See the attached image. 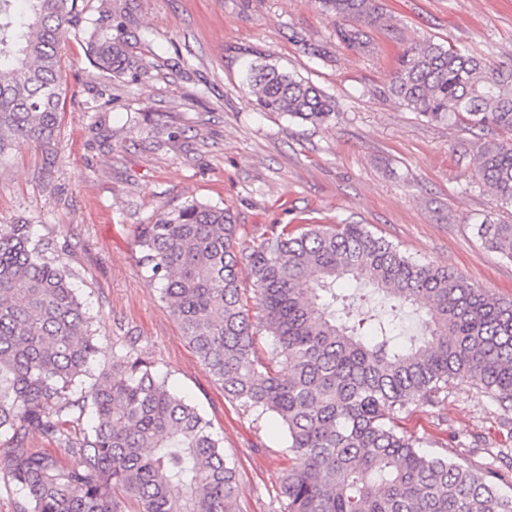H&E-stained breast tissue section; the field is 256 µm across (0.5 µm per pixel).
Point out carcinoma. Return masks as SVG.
Instances as JSON below:
<instances>
[{
  "label": "carcinoma",
  "mask_w": 512,
  "mask_h": 512,
  "mask_svg": "<svg viewBox=\"0 0 512 512\" xmlns=\"http://www.w3.org/2000/svg\"><path fill=\"white\" fill-rule=\"evenodd\" d=\"M0 0V159L21 143L48 145L58 126L60 53L78 27V0ZM345 22L338 38L365 44L376 0H320ZM92 62L114 79L139 76L133 43L98 18L86 29ZM245 80L266 112L312 124L334 115L313 84L268 64ZM387 96L429 122L512 133V72L431 41L403 50ZM482 187L512 204V142L477 151ZM483 244L512 258V224H479ZM138 263L224 394L286 433L284 512H512L496 468L424 453L398 426L409 405L471 380L512 407V303L451 269L421 263L365 224H274L252 242L233 214L186 200L142 224ZM246 269L249 287L239 279ZM412 312L403 340L393 319L339 312L347 278ZM60 263L58 244L29 224H0V473L20 487L22 512H238L240 488L222 439L166 377L133 349L90 366L100 351L91 317ZM258 314L251 315L252 310ZM272 339L257 348L259 336ZM90 426L81 427L85 415ZM38 431L74 463L28 447Z\"/></svg>",
  "instance_id": "cac0c4a2"
}]
</instances>
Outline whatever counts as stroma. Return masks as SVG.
Listing matches in <instances>:
<instances>
[{
  "mask_svg": "<svg viewBox=\"0 0 512 512\" xmlns=\"http://www.w3.org/2000/svg\"><path fill=\"white\" fill-rule=\"evenodd\" d=\"M364 53L341 43L317 0H89L91 13L138 35L143 70L108 80L83 34L62 50L63 106L50 144H23L0 163V224L55 238L61 262L102 338L95 370L139 352L203 411L234 463L240 512H284L285 436L224 396L149 286L133 245L139 225L188 199L234 213L243 241L274 224L367 225L406 255L455 268L512 302V260L477 237L512 224V206L476 175L495 129L427 121L384 96L403 50L422 40L512 70V0H377ZM319 87L335 103L321 125L259 108L244 81L254 58ZM177 140H168V132ZM398 424L425 452L512 465V412L459 382Z\"/></svg>",
  "mask_w": 512,
  "mask_h": 512,
  "instance_id": "35a3bbf8",
  "label": "stroma"
}]
</instances>
